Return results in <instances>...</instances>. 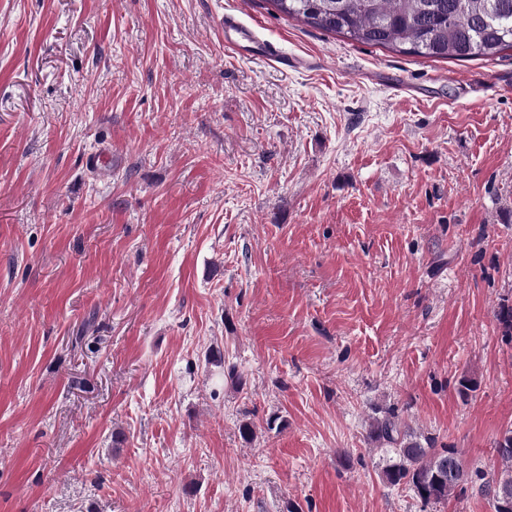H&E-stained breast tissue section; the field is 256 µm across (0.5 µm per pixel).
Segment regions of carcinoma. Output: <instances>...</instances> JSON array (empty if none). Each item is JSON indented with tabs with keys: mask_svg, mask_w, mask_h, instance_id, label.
<instances>
[{
	"mask_svg": "<svg viewBox=\"0 0 512 512\" xmlns=\"http://www.w3.org/2000/svg\"><path fill=\"white\" fill-rule=\"evenodd\" d=\"M289 18L370 46L428 58H491L512 49V0H268ZM371 440L394 453L382 468L391 486L407 485L424 503H442L464 484L493 512H512V429L496 444L498 469L466 472L456 448L400 431L391 412L371 424Z\"/></svg>",
	"mask_w": 512,
	"mask_h": 512,
	"instance_id": "cac0c4a2",
	"label": "carcinoma"
}]
</instances>
